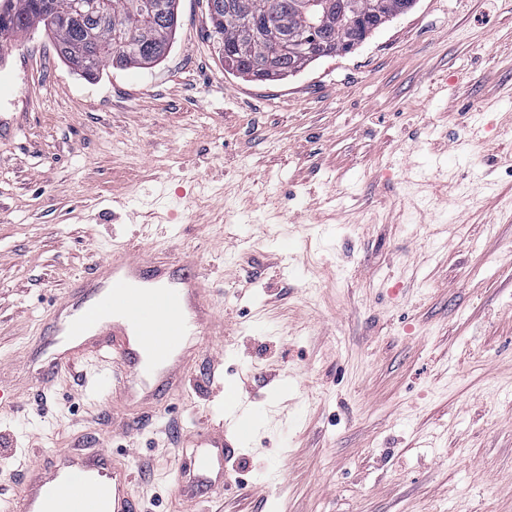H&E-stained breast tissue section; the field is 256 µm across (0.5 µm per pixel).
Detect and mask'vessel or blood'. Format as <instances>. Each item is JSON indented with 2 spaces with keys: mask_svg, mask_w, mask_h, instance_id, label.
I'll return each mask as SVG.
<instances>
[{
  "mask_svg": "<svg viewBox=\"0 0 512 512\" xmlns=\"http://www.w3.org/2000/svg\"><path fill=\"white\" fill-rule=\"evenodd\" d=\"M202 280L196 263L165 267L134 243L113 252L53 311L48 337L37 347L38 374L69 365L70 346L79 341L121 368L129 397L157 399L181 380L195 352L187 337L204 325L224 326L207 308ZM238 442L234 420L202 424L188 441L187 497L226 480ZM132 483V470L106 450L55 453L27 467L21 493L0 496V512H135Z\"/></svg>",
  "mask_w": 512,
  "mask_h": 512,
  "instance_id": "b4317fda",
  "label": "vessel or blood"
}]
</instances>
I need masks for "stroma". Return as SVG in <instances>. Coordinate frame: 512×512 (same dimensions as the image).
<instances>
[{
	"label": "stroma",
	"mask_w": 512,
	"mask_h": 512,
	"mask_svg": "<svg viewBox=\"0 0 512 512\" xmlns=\"http://www.w3.org/2000/svg\"><path fill=\"white\" fill-rule=\"evenodd\" d=\"M179 14L151 68L0 54V492L101 446L139 512H189L183 446L236 390L254 425L201 506L512 512V0H417L267 83L225 72L206 0ZM140 226L225 333L151 403L88 353L37 381L48 311Z\"/></svg>",
	"instance_id": "obj_1"
}]
</instances>
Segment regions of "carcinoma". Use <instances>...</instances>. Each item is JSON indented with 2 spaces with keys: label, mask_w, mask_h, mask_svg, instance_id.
<instances>
[{
  "label": "carcinoma",
  "mask_w": 512,
  "mask_h": 512,
  "mask_svg": "<svg viewBox=\"0 0 512 512\" xmlns=\"http://www.w3.org/2000/svg\"><path fill=\"white\" fill-rule=\"evenodd\" d=\"M178 0H104L88 8L87 0H0V27L11 30L0 50L39 28L54 41L58 58L74 73L96 79L109 68H147L159 64L173 44L178 26ZM207 0V20L224 58V70L248 81L266 69L278 79L295 76L313 62L356 49L395 18L402 0ZM255 21L243 30L240 13ZM284 21L280 34L299 31L308 39L288 41L277 56L269 52L267 20ZM142 23V40L117 48L115 32Z\"/></svg>",
  "instance_id": "cac0c4a2"
}]
</instances>
